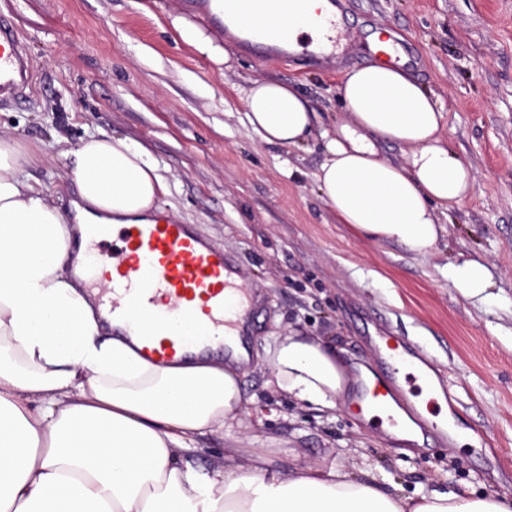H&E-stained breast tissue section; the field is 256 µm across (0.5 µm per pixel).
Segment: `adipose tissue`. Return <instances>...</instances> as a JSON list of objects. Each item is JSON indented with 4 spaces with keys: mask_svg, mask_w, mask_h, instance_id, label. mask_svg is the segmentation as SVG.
Returning a JSON list of instances; mask_svg holds the SVG:
<instances>
[{
    "mask_svg": "<svg viewBox=\"0 0 512 512\" xmlns=\"http://www.w3.org/2000/svg\"><path fill=\"white\" fill-rule=\"evenodd\" d=\"M232 33L270 42L323 39L326 0H232ZM380 61L345 71L338 95L346 120L319 127L292 83L256 78L240 90L244 118L262 141L299 148L324 141L314 176L339 223L363 241H387L417 256L448 234L442 215L469 198L476 172L448 143L434 95L393 60L385 31ZM397 146L393 161L387 146ZM79 201L76 227L33 185L30 155L0 134V512H512V497L455 492L410 497L376 477L311 463L291 474L249 448V470H206L186 460L199 440L243 411L238 372L209 361L159 365L132 341L103 337L81 281L73 235L94 224L122 227L158 209L168 184L137 142L88 135L67 152ZM448 285L487 301L483 261L446 265ZM268 387L323 414L342 404L345 365L335 346L294 330L257 354Z\"/></svg>",
    "mask_w": 512,
    "mask_h": 512,
    "instance_id": "adipose-tissue-1",
    "label": "adipose tissue"
}]
</instances>
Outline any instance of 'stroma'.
I'll use <instances>...</instances> for the list:
<instances>
[{"label": "stroma", "instance_id": "obj_1", "mask_svg": "<svg viewBox=\"0 0 512 512\" xmlns=\"http://www.w3.org/2000/svg\"><path fill=\"white\" fill-rule=\"evenodd\" d=\"M339 8L348 45L336 58L260 60L246 43L227 70L172 27L177 15L224 41L182 0H0L33 73L18 102H0V131L29 150L33 181L66 201L76 186L63 153L82 137L142 144L169 183L160 206L236 253L245 282L263 294L253 348L304 329L358 373L374 365L371 337H401L448 387L423 416L450 414L478 439L394 441L351 411L321 416L271 394L268 370L249 366L240 371L247 414L204 438L194 464L248 466L249 435L268 441L283 471L318 460L371 472L407 496H512V0H339ZM383 27L444 107L450 144L477 174L471 198L448 216L447 238L426 257L359 240L338 223L314 183L321 142L264 143L243 123L236 93L260 76L294 82L332 127L344 112V71L370 63L367 41ZM460 256L487 263L490 301L449 288L444 266Z\"/></svg>", "mask_w": 512, "mask_h": 512}]
</instances>
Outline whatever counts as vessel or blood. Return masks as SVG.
I'll list each match as a JSON object with an SVG mask.
<instances>
[{"mask_svg":"<svg viewBox=\"0 0 512 512\" xmlns=\"http://www.w3.org/2000/svg\"><path fill=\"white\" fill-rule=\"evenodd\" d=\"M188 5L212 25L223 26L224 0H189ZM30 77L16 22L0 15V101L18 99ZM111 233L110 226H98L89 245L103 258L99 277L107 282L91 294L109 316L124 321L143 356L168 365L216 342L225 359L245 363L257 300L232 254L193 225L161 214L127 225L118 234L119 247L110 246ZM414 358L409 345L380 337L377 376L373 384H359V401L371 404L403 393Z\"/></svg>","mask_w":512,"mask_h":512,"instance_id":"obj_1","label":"vessel or blood"}]
</instances>
